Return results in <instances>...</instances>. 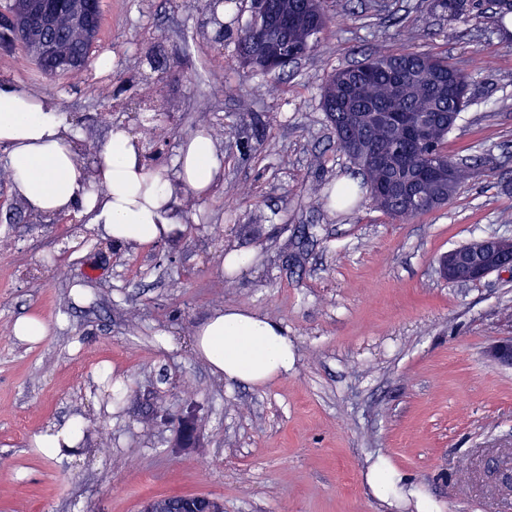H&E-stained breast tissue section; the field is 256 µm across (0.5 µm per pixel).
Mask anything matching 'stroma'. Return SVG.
Here are the masks:
<instances>
[{
    "label": "stroma",
    "instance_id": "stroma-1",
    "mask_svg": "<svg viewBox=\"0 0 512 512\" xmlns=\"http://www.w3.org/2000/svg\"><path fill=\"white\" fill-rule=\"evenodd\" d=\"M428 0H329L336 24L276 88L233 64L251 0L224 15L215 44L204 0H101L87 69L46 78L14 67L0 81L53 97L88 146L112 131V92L152 70L146 38L178 52L163 98L165 174L181 141L209 131L224 178L177 241L106 248L92 226L34 224L12 211L0 178V512H138L158 495L212 494L224 512H512V370L487 350L512 335V277L452 283L437 258L489 234L512 237V31L489 0L471 17L433 14ZM446 57L474 103L449 135L475 177L441 210L394 223L362 191L346 207L315 205V188L358 179L320 108L326 75L376 43ZM112 60L110 70L98 66ZM238 128L237 138L224 135ZM253 253L240 271L222 259ZM232 306L281 322L293 370L262 386L211 372L191 349L201 322ZM51 333L29 346L15 321ZM132 388L124 404L97 370ZM199 436L180 446L179 420ZM112 434L109 454L51 458L35 436L73 417ZM387 461L411 478L385 502L367 475ZM13 333L20 342L36 344L49 336L50 327L39 315L29 314L17 319L14 324Z\"/></svg>",
    "mask_w": 512,
    "mask_h": 512
}]
</instances>
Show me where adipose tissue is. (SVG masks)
Returning <instances> with one entry per match:
<instances>
[{
  "label": "adipose tissue",
  "instance_id": "obj_1",
  "mask_svg": "<svg viewBox=\"0 0 512 512\" xmlns=\"http://www.w3.org/2000/svg\"><path fill=\"white\" fill-rule=\"evenodd\" d=\"M78 139L54 100L0 83V146L12 188L30 213H76L114 245L144 248L175 239L194 219L181 195L203 201L223 179L224 153L200 132L181 142L171 178L148 170L137 136L117 126L95 154V178L87 179L76 161ZM193 348L212 373L253 386L287 375L295 364L287 327L235 307L209 315ZM81 437L80 422L73 418L46 429L34 443L57 457L76 451Z\"/></svg>",
  "mask_w": 512,
  "mask_h": 512
}]
</instances>
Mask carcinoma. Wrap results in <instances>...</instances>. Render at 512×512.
I'll list each match as a JSON object with an SVG mask.
<instances>
[{
  "instance_id": "obj_1",
  "label": "carcinoma",
  "mask_w": 512,
  "mask_h": 512,
  "mask_svg": "<svg viewBox=\"0 0 512 512\" xmlns=\"http://www.w3.org/2000/svg\"><path fill=\"white\" fill-rule=\"evenodd\" d=\"M278 10L293 23L276 43L260 40L259 22L236 36L241 66L280 79L297 60L316 51L333 22L327 0H277ZM479 4L474 0H431V9L455 20ZM61 50L85 68L96 39H87L63 20L55 32ZM157 83L171 76L161 53L149 55ZM321 105L336 134L337 146L362 171L374 205L389 218L409 221L448 204L474 175L468 163L448 154V135L472 105L470 80L444 57L405 49L374 51L357 63L332 71L320 87ZM407 112L418 137L409 141L404 129L363 120L368 112ZM417 173L419 199L410 202L393 194H375L373 187L389 176Z\"/></svg>"
}]
</instances>
